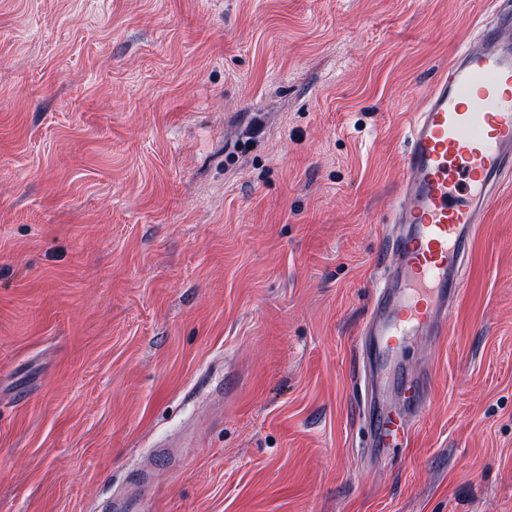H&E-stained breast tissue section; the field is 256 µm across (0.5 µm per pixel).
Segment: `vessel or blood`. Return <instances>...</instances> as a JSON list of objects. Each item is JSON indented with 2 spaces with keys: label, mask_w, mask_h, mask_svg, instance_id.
Instances as JSON below:
<instances>
[{
  "label": "vessel or blood",
  "mask_w": 512,
  "mask_h": 512,
  "mask_svg": "<svg viewBox=\"0 0 512 512\" xmlns=\"http://www.w3.org/2000/svg\"><path fill=\"white\" fill-rule=\"evenodd\" d=\"M405 136L384 281L363 328L380 364H398L412 337L446 335L475 224L512 177V16L493 11L483 18L410 113ZM430 387L425 372L403 382L399 413L369 401L375 447L411 442Z\"/></svg>",
  "instance_id": "obj_1"
}]
</instances>
